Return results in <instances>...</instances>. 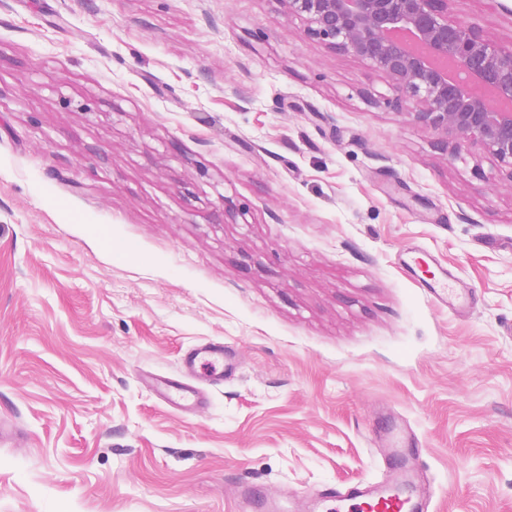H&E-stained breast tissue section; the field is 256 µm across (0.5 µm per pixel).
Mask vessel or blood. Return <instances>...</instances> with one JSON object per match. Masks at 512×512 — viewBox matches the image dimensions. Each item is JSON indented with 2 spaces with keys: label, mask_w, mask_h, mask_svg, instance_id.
<instances>
[{
  "label": "vessel or blood",
  "mask_w": 512,
  "mask_h": 512,
  "mask_svg": "<svg viewBox=\"0 0 512 512\" xmlns=\"http://www.w3.org/2000/svg\"><path fill=\"white\" fill-rule=\"evenodd\" d=\"M406 255L407 266L420 276L438 304L462 307V300L449 288L447 278L430 270L422 250L412 247ZM203 366L209 370L212 383L223 382L228 370L223 344L206 342L189 348L181 359L180 375L157 378L161 401L185 412L197 409L202 403L201 391L191 380ZM380 439L387 448L386 458L390 463L385 479L358 484L343 492H316L315 499L324 512H429L432 496L428 490L417 487L421 450L415 435L395 425L381 434ZM240 497L239 512H294L292 503L257 496L248 485L242 486Z\"/></svg>",
  "instance_id": "vessel-or-blood-1"
}]
</instances>
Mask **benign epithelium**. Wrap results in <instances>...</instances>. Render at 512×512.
<instances>
[{"mask_svg": "<svg viewBox=\"0 0 512 512\" xmlns=\"http://www.w3.org/2000/svg\"><path fill=\"white\" fill-rule=\"evenodd\" d=\"M306 23L309 38L368 61L392 82L403 115L432 130L450 155H491L512 183V43L488 38L476 25L448 16L450 0H278ZM407 34L425 53L396 39Z\"/></svg>", "mask_w": 512, "mask_h": 512, "instance_id": "1", "label": "benign epithelium"}]
</instances>
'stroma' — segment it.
Listing matches in <instances>:
<instances>
[{
  "label": "stroma",
  "instance_id": "35a3bbf8",
  "mask_svg": "<svg viewBox=\"0 0 512 512\" xmlns=\"http://www.w3.org/2000/svg\"><path fill=\"white\" fill-rule=\"evenodd\" d=\"M448 7L512 42V0ZM207 341L233 370L184 415L145 377ZM0 414V512L344 489L393 422L431 512H512V182L279 0H0ZM407 261L405 264L419 277L426 285L428 291L433 295L435 301L440 305H450L456 309L463 307L464 303H468L471 293L467 290L464 293L463 300H460L452 288L448 286V273H441L440 277H436L434 271H431L427 261L426 254L417 247L409 248L406 252ZM421 274V275H420Z\"/></svg>",
  "mask_w": 512,
  "mask_h": 512
}]
</instances>
